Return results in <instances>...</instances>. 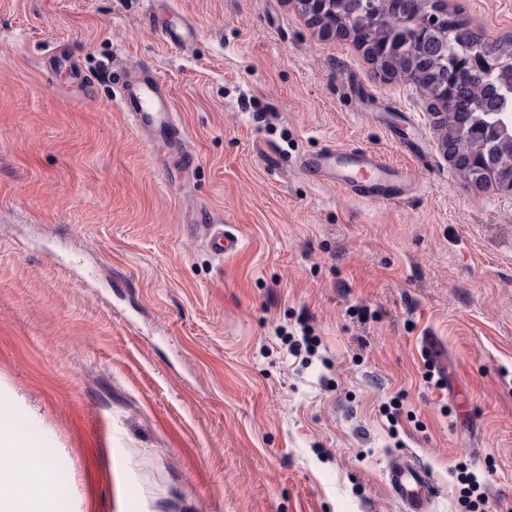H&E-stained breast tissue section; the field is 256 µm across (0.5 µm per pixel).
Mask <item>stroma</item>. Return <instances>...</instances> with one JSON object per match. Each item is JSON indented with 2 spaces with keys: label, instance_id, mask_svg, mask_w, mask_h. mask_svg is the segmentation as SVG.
I'll return each instance as SVG.
<instances>
[{
  "label": "stroma",
  "instance_id": "1",
  "mask_svg": "<svg viewBox=\"0 0 512 512\" xmlns=\"http://www.w3.org/2000/svg\"><path fill=\"white\" fill-rule=\"evenodd\" d=\"M457 2L512 35V0ZM171 5L0 0V406L54 449L62 512H403L401 453L434 512H466L462 461L512 512V195L458 175L415 87L296 0ZM184 16L187 52L155 31ZM61 47L101 76L149 62L197 167L150 150L117 82L44 71ZM329 143L384 155L406 196L312 181L297 161ZM204 207L234 256L196 233ZM304 324L310 358L281 340ZM386 485L406 512H433L438 488L428 469L410 455L393 457L385 471Z\"/></svg>",
  "mask_w": 512,
  "mask_h": 512
}]
</instances>
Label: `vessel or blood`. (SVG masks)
I'll list each match as a JSON object with an SVG mask.
<instances>
[{"mask_svg": "<svg viewBox=\"0 0 512 512\" xmlns=\"http://www.w3.org/2000/svg\"><path fill=\"white\" fill-rule=\"evenodd\" d=\"M160 35L165 43L186 51L196 38V30L183 20L161 28ZM47 64L50 72L69 74L84 91L98 80L97 75L84 70L77 57L61 49L48 54ZM118 106L127 112L137 129L158 134L162 145L177 152L184 166L195 163V156L186 147V132L173 117V98L152 68L143 65L132 70L120 92ZM299 164L312 179L332 182L343 192L380 203L400 199L406 189L402 171L388 165L381 154L361 147L330 144L301 158ZM196 229L217 253L232 255L240 249L238 235L218 228L212 212L202 213ZM385 480L389 492L404 505L406 512H433L438 489L428 469L415 458L393 457Z\"/></svg>", "mask_w": 512, "mask_h": 512, "instance_id": "b4317fda", "label": "vessel or blood"}]
</instances>
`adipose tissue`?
Here are the masks:
<instances>
[{"mask_svg": "<svg viewBox=\"0 0 512 512\" xmlns=\"http://www.w3.org/2000/svg\"><path fill=\"white\" fill-rule=\"evenodd\" d=\"M51 454L30 458L11 410H0V512H47L62 501V487L49 483Z\"/></svg>", "mask_w": 512, "mask_h": 512, "instance_id": "ef3b65f1", "label": "adipose tissue"}]
</instances>
